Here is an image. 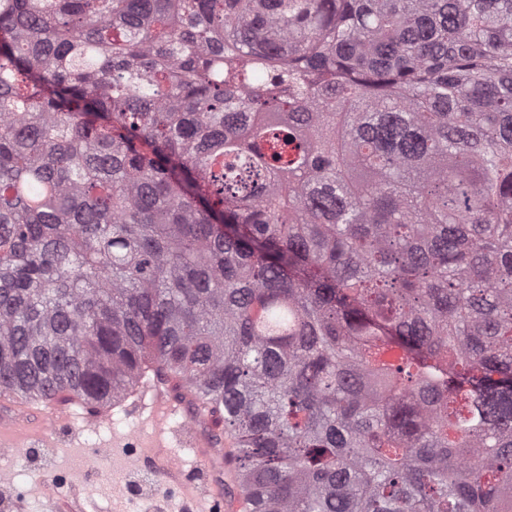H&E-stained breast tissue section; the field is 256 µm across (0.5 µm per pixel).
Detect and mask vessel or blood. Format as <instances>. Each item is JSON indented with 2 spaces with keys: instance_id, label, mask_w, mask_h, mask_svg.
Wrapping results in <instances>:
<instances>
[{
  "instance_id": "obj_1",
  "label": "vessel or blood",
  "mask_w": 512,
  "mask_h": 512,
  "mask_svg": "<svg viewBox=\"0 0 512 512\" xmlns=\"http://www.w3.org/2000/svg\"><path fill=\"white\" fill-rule=\"evenodd\" d=\"M186 404L184 401L167 395L160 386L145 384L140 391V402L130 414L149 429L142 442L147 456H156L165 448H188L195 452L198 459L207 460L216 453V440L206 431L196 429L185 421ZM40 426H32L26 415L13 407L0 411V446L4 448H40L43 447L42 430L44 427L60 428L70 421L69 412L50 407L38 411ZM232 477L224 481H211L202 484H185L189 498L208 503L211 512H240L242 504L233 492Z\"/></svg>"
}]
</instances>
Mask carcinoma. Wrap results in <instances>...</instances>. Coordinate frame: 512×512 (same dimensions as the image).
I'll use <instances>...</instances> for the list:
<instances>
[{
	"label": "carcinoma",
	"instance_id": "obj_1",
	"mask_svg": "<svg viewBox=\"0 0 512 512\" xmlns=\"http://www.w3.org/2000/svg\"><path fill=\"white\" fill-rule=\"evenodd\" d=\"M150 371L249 512H512V0H0V395Z\"/></svg>",
	"mask_w": 512,
	"mask_h": 512
}]
</instances>
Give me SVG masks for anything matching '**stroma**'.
<instances>
[{
	"label": "stroma",
	"instance_id": "obj_1",
	"mask_svg": "<svg viewBox=\"0 0 512 512\" xmlns=\"http://www.w3.org/2000/svg\"><path fill=\"white\" fill-rule=\"evenodd\" d=\"M107 414L106 420L94 426L85 415L72 418L70 428L79 433L82 449L62 446L61 435L55 433L40 457H33L28 449L0 453V474L5 477L0 486V512H58L61 504L75 497L80 500L82 512H113V456H97L96 450L111 443L113 433L132 431L135 424L122 407L108 409ZM128 453L138 461L129 483L145 488L155 484L159 492L123 496L125 512H195V504L185 495L181 483L159 480L154 462L144 457L142 449L132 447ZM45 469L56 477L54 488L42 482Z\"/></svg>",
	"mask_w": 512,
	"mask_h": 512
}]
</instances>
